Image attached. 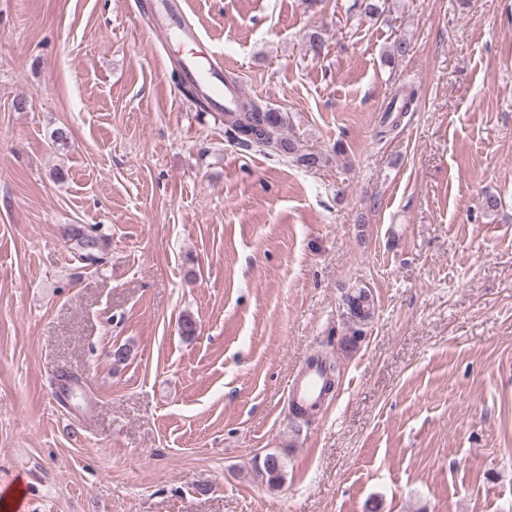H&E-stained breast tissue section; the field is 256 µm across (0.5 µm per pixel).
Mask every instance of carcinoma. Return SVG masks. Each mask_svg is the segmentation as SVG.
Here are the masks:
<instances>
[{
    "mask_svg": "<svg viewBox=\"0 0 512 512\" xmlns=\"http://www.w3.org/2000/svg\"><path fill=\"white\" fill-rule=\"evenodd\" d=\"M414 102L415 96L403 90L393 94L383 109L378 135L384 137L397 128L401 117L413 111ZM224 127L225 134L244 150L284 156L306 169L318 168L325 163V158L318 153L299 151L293 140L285 135L286 117L282 113L264 108L250 98L239 102L236 111L224 113ZM66 234L75 242L78 258L90 264L97 261V255L106 247V239L94 227L71 224ZM367 297L369 294L364 289L347 295L346 304L353 317L359 320L370 317L371 311L363 310L360 305V300ZM284 468L285 460L277 453H269L257 472L267 479L268 485L276 487L283 479Z\"/></svg>",
    "mask_w": 512,
    "mask_h": 512,
    "instance_id": "carcinoma-1",
    "label": "carcinoma"
}]
</instances>
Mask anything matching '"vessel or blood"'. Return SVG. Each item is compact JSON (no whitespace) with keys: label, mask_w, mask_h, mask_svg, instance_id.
Here are the masks:
<instances>
[{"label":"vessel or blood","mask_w":512,"mask_h":512,"mask_svg":"<svg viewBox=\"0 0 512 512\" xmlns=\"http://www.w3.org/2000/svg\"><path fill=\"white\" fill-rule=\"evenodd\" d=\"M157 33L171 32L180 48V62L185 76L196 83L210 99L217 112L233 111L245 95L241 84L224 81L222 57L205 45L202 36L184 15V0H157ZM325 370L319 359H311L305 373L299 375L290 390L294 404L311 408L319 405Z\"/></svg>","instance_id":"b4317fda"}]
</instances>
